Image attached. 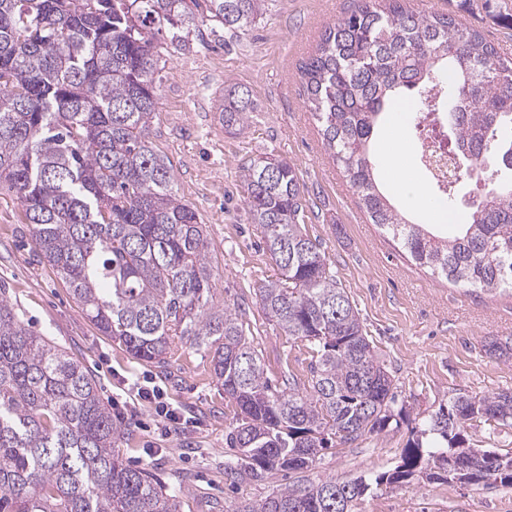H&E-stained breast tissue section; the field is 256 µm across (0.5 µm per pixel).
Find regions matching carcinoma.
Returning a JSON list of instances; mask_svg holds the SVG:
<instances>
[{"mask_svg":"<svg viewBox=\"0 0 512 512\" xmlns=\"http://www.w3.org/2000/svg\"><path fill=\"white\" fill-rule=\"evenodd\" d=\"M268 0H0V186L21 202L40 255L101 332L164 365L178 345L207 353L235 403L224 474L262 480L316 467L393 419L391 375L356 307L304 229L293 165L266 153L240 171L252 223L279 277L257 289L288 336L316 352L311 391L273 384L242 311L216 301L204 228L151 146L161 41L187 47L254 28ZM304 103L358 206L441 280L512 291V60L447 14L407 0H353L298 67ZM448 122L466 174L486 179L451 232L410 220L377 182L372 141L402 90ZM256 105L224 86V130ZM512 423V391L459 393L417 420L401 464L373 479L301 478L238 512H353L371 486L430 480L512 487V452L470 445L471 422ZM124 435L86 367L37 334L0 297V512H178V495L116 450Z\"/></svg>","mask_w":512,"mask_h":512,"instance_id":"obj_1","label":"carcinoma"}]
</instances>
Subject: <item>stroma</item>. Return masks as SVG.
I'll use <instances>...</instances> for the list:
<instances>
[{"label": "stroma", "instance_id": "1", "mask_svg": "<svg viewBox=\"0 0 512 512\" xmlns=\"http://www.w3.org/2000/svg\"><path fill=\"white\" fill-rule=\"evenodd\" d=\"M419 0L418 12H447L477 30L501 55L512 57V0ZM352 0H270L258 26L227 41L201 26L186 49H169L160 62L155 151L172 166L175 186L196 210L208 239L218 301L243 304L246 333L273 381L295 375L309 384L314 353L289 338L266 315L257 289L278 277L260 225L252 223L241 182L242 166L272 153L293 164L307 199V234L322 245L336 277L356 305L380 362L389 371L396 407L405 417L349 448L322 452L319 477L393 470L411 439L413 418L438 409L455 393L512 391V359L487 353L486 342L512 336V295H487L449 284L417 267L369 224L343 174L332 163L299 91L297 67L325 25ZM248 90L257 105L243 133L230 135L214 106L225 85ZM392 118L377 130L378 179L403 201L401 174L428 185L417 166L415 140L400 131L404 171L384 150ZM0 295L28 327L53 341L93 375L101 401L123 415L132 434L119 453L151 469L179 492V512H236L285 484L284 476L230 484L224 478L225 436L235 405L212 376L203 351L179 346L165 366L134 359L87 317L65 281L41 258L19 200L0 188ZM149 378L177 413L171 422L152 406L130 402L126 390ZM356 512H512V489L414 479L374 490Z\"/></svg>", "mask_w": 512, "mask_h": 512}]
</instances>
